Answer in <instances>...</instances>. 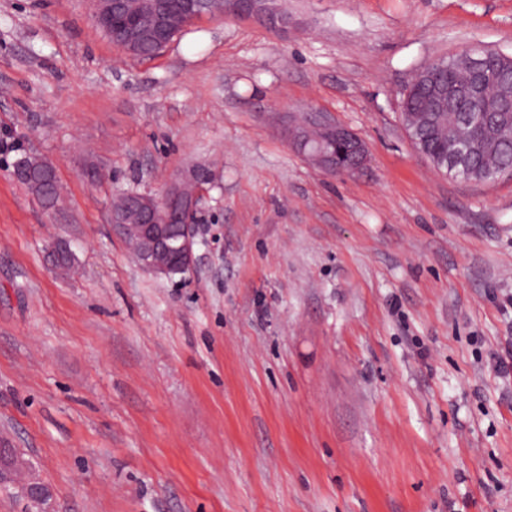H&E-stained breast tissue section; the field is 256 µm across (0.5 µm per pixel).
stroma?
Returning a JSON list of instances; mask_svg holds the SVG:
<instances>
[{"label":"stroma","instance_id":"obj_1","mask_svg":"<svg viewBox=\"0 0 512 512\" xmlns=\"http://www.w3.org/2000/svg\"><path fill=\"white\" fill-rule=\"evenodd\" d=\"M280 3L288 32L208 14L142 59L91 0H0V442L53 512H512V177L434 171L400 109L437 58L512 55V0ZM302 112L367 167L291 149ZM192 168L195 263L153 276L112 201ZM316 124L323 132L324 138L318 145L314 146L304 137L303 129L307 125ZM318 127H311L307 135L312 139L322 137ZM288 145L303 155H311L318 167L324 172L336 175L340 171H347L348 174L357 172L364 168L368 159L367 148L360 137L348 127L338 124L325 118L318 112H310L305 115V121L290 124L286 130ZM341 144L345 147V163L342 164L336 158V152H329L326 143Z\"/></svg>","mask_w":512,"mask_h":512}]
</instances>
